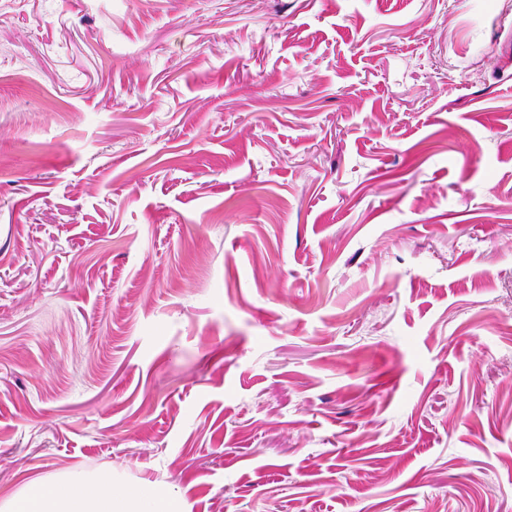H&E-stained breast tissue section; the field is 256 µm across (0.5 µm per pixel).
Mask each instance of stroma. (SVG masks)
Returning a JSON list of instances; mask_svg holds the SVG:
<instances>
[{
    "mask_svg": "<svg viewBox=\"0 0 512 512\" xmlns=\"http://www.w3.org/2000/svg\"><path fill=\"white\" fill-rule=\"evenodd\" d=\"M512 0H0V500L512 512ZM1 512H178L152 488L117 490L112 475L83 470L56 478L50 485L36 479L0 503Z\"/></svg>",
    "mask_w": 512,
    "mask_h": 512,
    "instance_id": "1",
    "label": "stroma"
}]
</instances>
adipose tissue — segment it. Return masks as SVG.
<instances>
[{"label":"adipose tissue","instance_id":"1","mask_svg":"<svg viewBox=\"0 0 512 512\" xmlns=\"http://www.w3.org/2000/svg\"><path fill=\"white\" fill-rule=\"evenodd\" d=\"M0 512H178L152 488L116 489L111 475L82 470L56 478L36 479L0 502Z\"/></svg>","mask_w":512,"mask_h":512}]
</instances>
